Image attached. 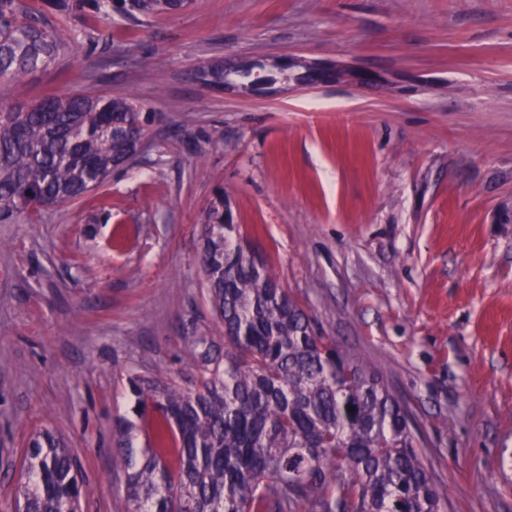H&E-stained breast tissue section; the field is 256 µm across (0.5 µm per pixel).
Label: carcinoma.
<instances>
[{
  "label": "carcinoma",
  "instance_id": "carcinoma-1",
  "mask_svg": "<svg viewBox=\"0 0 512 512\" xmlns=\"http://www.w3.org/2000/svg\"><path fill=\"white\" fill-rule=\"evenodd\" d=\"M71 15L85 0H42ZM193 0H108L139 21ZM26 0H0V80L65 56L71 42ZM213 89L247 71L195 68ZM150 115L130 97L84 93L0 106V223L79 199L135 156ZM201 267L224 353L201 336L193 387L161 374L128 378L138 422L113 423L112 464L125 475L124 512H441L417 452L408 408L383 370L318 334L275 271L241 244L215 205L202 227ZM152 432L147 448L134 432ZM13 512H82L87 494L73 450L51 432L25 451Z\"/></svg>",
  "mask_w": 512,
  "mask_h": 512
}]
</instances>
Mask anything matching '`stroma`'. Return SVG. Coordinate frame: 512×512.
Returning a JSON list of instances; mask_svg holds the SVG:
<instances>
[{
    "label": "stroma",
    "mask_w": 512,
    "mask_h": 512,
    "mask_svg": "<svg viewBox=\"0 0 512 512\" xmlns=\"http://www.w3.org/2000/svg\"><path fill=\"white\" fill-rule=\"evenodd\" d=\"M61 66L0 105L132 96L138 154L85 198L0 224V512L31 434L74 448L84 512H121L128 370L187 384L224 345L201 270L216 190L318 330L383 368L444 512H512V0H194L131 25L98 6ZM330 65L336 81L214 92L195 66Z\"/></svg>",
    "instance_id": "35a3bbf8"
}]
</instances>
